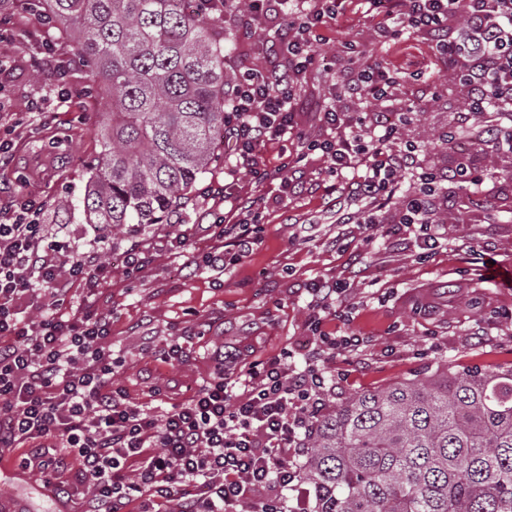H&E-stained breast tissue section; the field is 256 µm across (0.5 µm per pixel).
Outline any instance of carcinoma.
I'll return each instance as SVG.
<instances>
[{"instance_id": "1", "label": "carcinoma", "mask_w": 512, "mask_h": 512, "mask_svg": "<svg viewBox=\"0 0 512 512\" xmlns=\"http://www.w3.org/2000/svg\"><path fill=\"white\" fill-rule=\"evenodd\" d=\"M102 100L91 224H165L224 161V34L188 0H40ZM312 512H512V368L436 369L319 415Z\"/></svg>"}]
</instances>
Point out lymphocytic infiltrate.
<instances>
[{
    "mask_svg": "<svg viewBox=\"0 0 512 512\" xmlns=\"http://www.w3.org/2000/svg\"><path fill=\"white\" fill-rule=\"evenodd\" d=\"M376 17L373 41L396 42L401 28L429 35L438 55L457 73L469 108L491 106L512 120V0H358ZM345 0H249L252 16L285 17L273 59L263 70L240 67L228 102L224 144L256 182L280 183V200L295 195L288 162L269 165L267 144L295 136L299 92L315 63L316 32L343 13ZM398 79L378 58L342 85L341 99L383 101ZM327 136L307 141L340 180L337 200H364L358 223L378 224L399 200L397 224L412 230L422 249L437 243L436 198L444 183L471 181L473 207L487 201L475 166H424L422 151L403 143L397 126L384 131L350 120L335 104L319 113ZM259 198L238 201V218L214 220L218 245L208 266L233 267L259 248L254 219ZM43 203L18 199L10 223H0V447L26 448L22 468L35 472L57 498L83 494L82 512H119L135 501L139 512H238L262 495L259 512H298L301 486L296 456L323 410L328 377L318 360L287 366L288 352L232 372L216 365L208 381L180 405L156 415L129 400L119 380L121 360L107 339L111 314L70 312L74 285L96 290L110 270L98 250L84 255L67 236L40 224ZM52 298L50 312L32 319L39 292ZM309 327L319 356L337 357L364 347L355 332L323 331L335 315L342 286L325 281L308 289Z\"/></svg>",
    "mask_w": 512,
    "mask_h": 512,
    "instance_id": "f902f5d3",
    "label": "lymphocytic infiltrate"
}]
</instances>
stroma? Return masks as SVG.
Masks as SVG:
<instances>
[{
	"label": "stroma",
	"mask_w": 512,
	"mask_h": 512,
	"mask_svg": "<svg viewBox=\"0 0 512 512\" xmlns=\"http://www.w3.org/2000/svg\"><path fill=\"white\" fill-rule=\"evenodd\" d=\"M280 24L277 18L249 20L243 11L227 18L226 78L243 63L264 66ZM375 25V18L349 9L320 29L313 50L332 61L312 71L300 94L304 107L298 126L306 138L324 135L320 108L334 101L347 74L367 62L362 55L339 54L340 43L371 42ZM46 40L54 43L58 59L71 63L64 83L55 81L54 66L41 52ZM379 55L405 72V79L386 102L368 109L346 101L343 109L369 121L382 112L408 113L404 139L425 145L426 166H450L441 136L456 129L467 109L464 88L451 78L427 36L404 37ZM0 58L9 62L0 72V136L14 143L11 165L0 169V220L11 215L17 199L35 196L45 202L39 219L48 232H64L81 244L107 236L110 248L103 259L112 267L111 281L92 294L74 289L72 303L111 311L109 341L123 361L121 383L131 401L153 411L171 409L208 379L223 352L235 354L243 367L285 348L293 353L290 367L312 361L307 288L319 280L351 284L326 330L349 329L369 340L366 347L325 362L328 373L345 372L343 382L326 395V406L423 377L441 365L454 371L512 367V288L489 279L478 260L484 253L496 268L512 270V186L496 187L483 210L472 208L467 188L452 187L449 205L438 209V244L424 253L414 237L385 233L395 221V208H388L384 227L372 233L365 225L344 222L326 192L336 177L316 152L294 175L300 191L287 205L276 202L278 182L258 184L220 166L197 185L170 223L108 231L86 223L79 206L88 188L87 165L99 150L100 105L85 93L88 74L74 62L68 37L32 18L22 31L0 38ZM228 191L264 197V241L233 268L194 266L193 254L214 244L208 226L223 214ZM62 198L68 207L59 206ZM179 235L189 236L192 255L171 249ZM136 241L143 243L148 263L131 280L123 260ZM187 328L195 336L186 358L157 360L156 351Z\"/></svg>",
	"instance_id": "1"
}]
</instances>
